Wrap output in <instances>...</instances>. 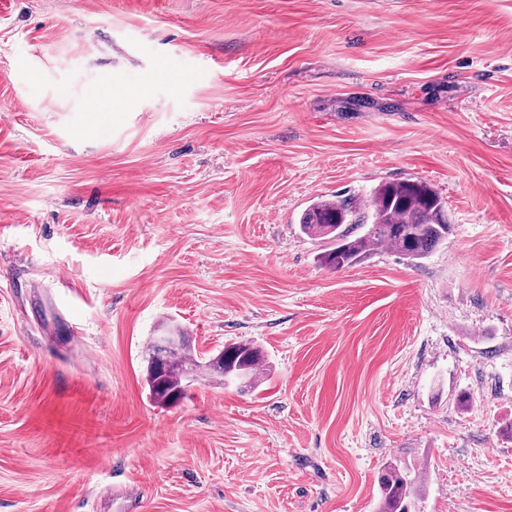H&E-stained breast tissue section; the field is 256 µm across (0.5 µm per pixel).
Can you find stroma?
Returning a JSON list of instances; mask_svg holds the SVG:
<instances>
[{"label":"stroma","instance_id":"35a3bbf8","mask_svg":"<svg viewBox=\"0 0 512 512\" xmlns=\"http://www.w3.org/2000/svg\"><path fill=\"white\" fill-rule=\"evenodd\" d=\"M407 179L447 242L319 264ZM166 319L267 381L154 404ZM507 421L512 0H0V512H512ZM363 206L367 216L356 217L361 208L340 199H320L305 210L300 219L301 232L330 245L318 254L322 266L336 270L352 266L379 246L421 259L445 241L452 230L443 198L421 180L383 183L372 190ZM366 217L370 221L366 223L368 229L353 235L354 226H365ZM427 482L423 469L401 468L388 464L378 479L379 496L376 512H419L417 502L422 498Z\"/></svg>","mask_w":512,"mask_h":512}]
</instances>
